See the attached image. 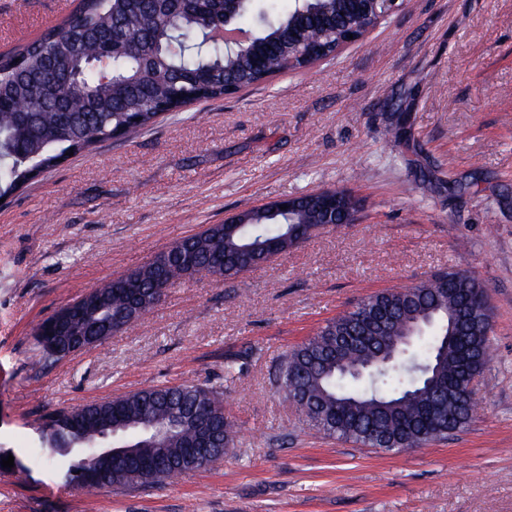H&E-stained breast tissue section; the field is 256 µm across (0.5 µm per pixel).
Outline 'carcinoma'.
I'll return each instance as SVG.
<instances>
[{"mask_svg":"<svg viewBox=\"0 0 512 512\" xmlns=\"http://www.w3.org/2000/svg\"><path fill=\"white\" fill-rule=\"evenodd\" d=\"M286 14L253 31L251 48H224L214 36L224 22L220 0H196L164 17L151 0H81L62 23L20 51L0 57V197L59 165L66 152L91 150L114 135L129 137L195 101L220 98L229 87L266 83L288 69L332 53L339 40L370 25L376 12L349 26L346 0H296ZM80 92L68 93L72 83ZM27 107L16 111V104ZM249 223L211 224L144 265L90 288L74 310L58 311L61 326L36 331L39 362L51 366L79 348V339L106 341L153 310L167 288L188 276L225 278L253 270L257 249L273 254L296 243L287 219L262 209ZM322 213L305 203L293 227L309 235ZM484 285L466 271L446 269L405 288L368 295L313 336L291 348L278 365V392L298 406L316 432L369 448L398 452L443 440L474 417L475 402L462 397L471 374L488 362L490 336H478L475 298ZM433 333L424 352H407L400 339L419 326ZM380 369L378 398L352 382L348 367ZM212 420V459L194 464L193 415ZM38 447L58 464L59 476L77 490L134 488L171 483L205 471L235 450L237 430L224 408V391L206 383L159 385L79 407H59L31 423ZM125 426L132 456L101 460L88 453L103 436Z\"/></svg>","mask_w":512,"mask_h":512,"instance_id":"1","label":"carcinoma"}]
</instances>
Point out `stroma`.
Returning a JSON list of instances; mask_svg holds the SVG:
<instances>
[{
	"instance_id": "obj_1",
	"label": "stroma",
	"mask_w": 512,
	"mask_h": 512,
	"mask_svg": "<svg viewBox=\"0 0 512 512\" xmlns=\"http://www.w3.org/2000/svg\"><path fill=\"white\" fill-rule=\"evenodd\" d=\"M79 0H0V53ZM473 192H453L455 180ZM335 188L355 223L220 283L169 288L133 326L53 366L36 329L97 282L277 199ZM454 268L485 285L473 420L401 452L312 430L274 367L358 299ZM222 387L237 448L139 491H77L34 453L47 410L157 385ZM0 512H512V0H407L310 68L188 104L70 157L0 203Z\"/></svg>"
}]
</instances>
